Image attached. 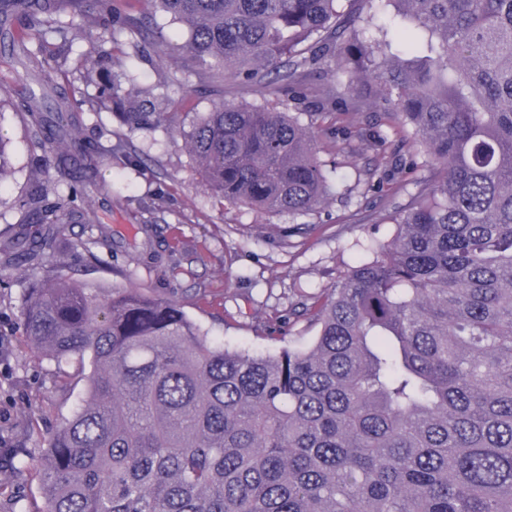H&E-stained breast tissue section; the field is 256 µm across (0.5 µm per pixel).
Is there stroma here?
<instances>
[{
    "label": "stroma",
    "mask_w": 512,
    "mask_h": 512,
    "mask_svg": "<svg viewBox=\"0 0 512 512\" xmlns=\"http://www.w3.org/2000/svg\"><path fill=\"white\" fill-rule=\"evenodd\" d=\"M155 20L167 39L158 51L140 35L124 33L112 45L140 86L150 88L165 122L153 130L129 131L111 112L80 114L103 145L137 155L138 166L102 167L91 198L112 227L152 225L168 256L164 270L136 264L122 251L93 245L90 225L67 224L75 247L65 256L44 252L39 264L0 266V512H43L37 471L50 438L85 395L77 361L57 364L34 349L24 333L22 301L44 268L66 278L104 285L134 283L161 299L179 301L208 336L230 349L273 355L303 348L317 334L304 314L313 297L335 285L370 238H389L391 216L419 190L424 168L409 169L410 128L389 122L388 104L376 85L347 83L327 63L307 78V97L282 91L263 94L230 74L213 81L168 83L179 62L182 29L168 16ZM19 81L0 58V134L11 141L15 178L0 194V244L14 238L23 213L14 204L33 187L31 172L43 156L32 147L23 119L12 110ZM269 105L310 126L326 167H338L337 194L313 211L288 215L221 203L205 186L184 136L197 118L220 102Z\"/></svg>",
    "instance_id": "stroma-1"
}]
</instances>
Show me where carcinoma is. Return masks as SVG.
<instances>
[{"instance_id":"1","label":"carcinoma","mask_w":512,"mask_h":512,"mask_svg":"<svg viewBox=\"0 0 512 512\" xmlns=\"http://www.w3.org/2000/svg\"><path fill=\"white\" fill-rule=\"evenodd\" d=\"M116 42L125 0H65ZM143 0L186 30L170 81L211 66L261 88L305 94L326 61L376 82L413 131L431 176L364 245L303 349L229 350L181 304L133 283L100 287L51 270L23 297L25 335L59 364L90 357L87 397L37 469L44 512H512V0ZM60 0H0V54L35 86L19 97L33 145L57 175L18 208L66 253L61 227L95 216L86 188L103 159L74 111L125 108L132 129L162 122L122 92L112 52L83 53L93 97L58 82L82 30ZM224 201L299 214L334 184L313 133L288 112L220 105L185 136ZM0 135V191L13 177ZM96 242L158 258L153 231L96 220Z\"/></svg>"}]
</instances>
